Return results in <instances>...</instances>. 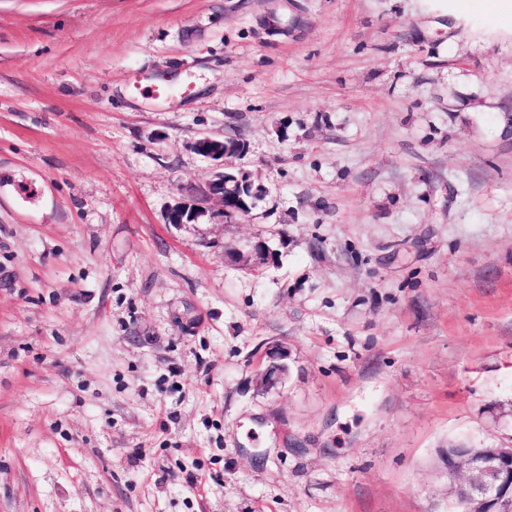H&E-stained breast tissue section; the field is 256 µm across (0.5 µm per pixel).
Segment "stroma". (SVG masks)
Segmentation results:
<instances>
[{
	"mask_svg": "<svg viewBox=\"0 0 512 512\" xmlns=\"http://www.w3.org/2000/svg\"><path fill=\"white\" fill-rule=\"evenodd\" d=\"M432 4L0 0V512H448L512 445V14ZM204 134L267 194L177 228ZM225 254L235 262H242V266L248 267H250L249 262L252 256L259 258L263 263H274L277 257L276 250L270 248L264 241L256 242L246 254L237 248H225ZM268 353V364L263 366L257 374V382L262 387L276 384L287 372V366L277 361L287 358V353L282 348H272ZM512 484V448L458 447L448 453V512H484L471 510L473 491L479 489L487 512H511L512 495L500 491ZM462 499L464 507L457 500ZM493 503L494 508L487 505Z\"/></svg>",
	"mask_w": 512,
	"mask_h": 512,
	"instance_id": "1",
	"label": "stroma"
}]
</instances>
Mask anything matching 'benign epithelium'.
I'll return each instance as SVG.
<instances>
[{
    "instance_id": "1",
    "label": "benign epithelium",
    "mask_w": 512,
    "mask_h": 512,
    "mask_svg": "<svg viewBox=\"0 0 512 512\" xmlns=\"http://www.w3.org/2000/svg\"><path fill=\"white\" fill-rule=\"evenodd\" d=\"M194 150L201 156L219 161L231 153L229 139L218 140L208 135L197 138ZM223 171L214 173L206 185L199 190L186 191V199L172 206L167 215L168 223L175 227L196 222L210 212V204L221 206L224 218L232 221L245 217L248 211L243 206V188H251V193L261 194L265 187L255 183L253 174L240 169L228 176L233 179V187H227ZM225 254L236 262L246 266L255 256L265 263L276 260V250L266 242L259 241L252 245L247 253L237 248L225 249ZM287 353L275 348L268 353L269 362L257 374V382L262 387L276 384L287 372V366L281 360ZM512 484V448H467L459 447L448 454V496L463 500L466 512L471 510L473 491L479 490L483 505L494 504L487 512H512V496L500 494L502 488Z\"/></svg>"
}]
</instances>
